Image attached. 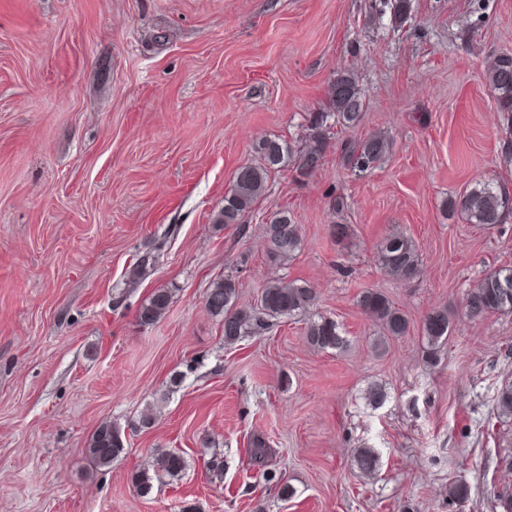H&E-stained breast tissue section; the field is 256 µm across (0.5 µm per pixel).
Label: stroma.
<instances>
[{
    "mask_svg": "<svg viewBox=\"0 0 512 512\" xmlns=\"http://www.w3.org/2000/svg\"><path fill=\"white\" fill-rule=\"evenodd\" d=\"M392 3L0 0V512H500L512 418L494 409L512 383V314L473 319L465 304L485 273L512 266V223L471 224L448 202L484 178L512 186L487 83L493 58L512 53V0H411L402 19ZM345 73L366 101L361 125L336 131L317 172H272L242 226L215 224L255 143H304ZM373 132L391 153L345 168L343 143ZM283 210L303 246L278 267L262 235ZM393 231L422 258L412 282L376 261ZM242 252L240 305L268 279L307 282L348 347L312 348L302 317L225 346L204 297ZM146 253L153 268L131 279ZM164 287L167 312L141 326ZM367 289L410 322L382 351L357 303ZM441 308L453 331L434 367L423 324ZM149 406L152 424L138 427ZM105 422L126 451L97 468L85 448ZM363 447L380 454L375 477L354 464ZM157 448L186 468L143 498L132 476ZM215 453L220 476L207 468ZM262 468L294 496L259 483ZM456 478L470 489L459 505ZM172 294L171 288H159L154 291L140 308L138 319L141 326H152L163 317L171 303Z\"/></svg>",
    "mask_w": 512,
    "mask_h": 512,
    "instance_id": "1",
    "label": "stroma"
}]
</instances>
